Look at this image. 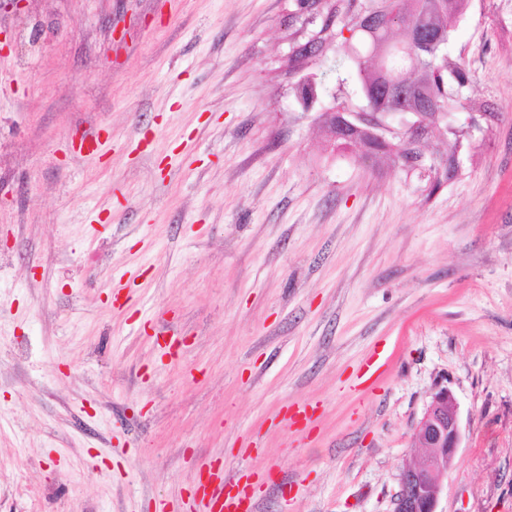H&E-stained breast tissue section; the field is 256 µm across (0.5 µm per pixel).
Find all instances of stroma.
Returning <instances> with one entry per match:
<instances>
[{
    "instance_id": "stroma-1",
    "label": "stroma",
    "mask_w": 512,
    "mask_h": 512,
    "mask_svg": "<svg viewBox=\"0 0 512 512\" xmlns=\"http://www.w3.org/2000/svg\"><path fill=\"white\" fill-rule=\"evenodd\" d=\"M292 8L0 0V512H207L214 466L392 512L444 386L440 512H512V0L455 32L497 119L437 188L292 107Z\"/></svg>"
}]
</instances>
